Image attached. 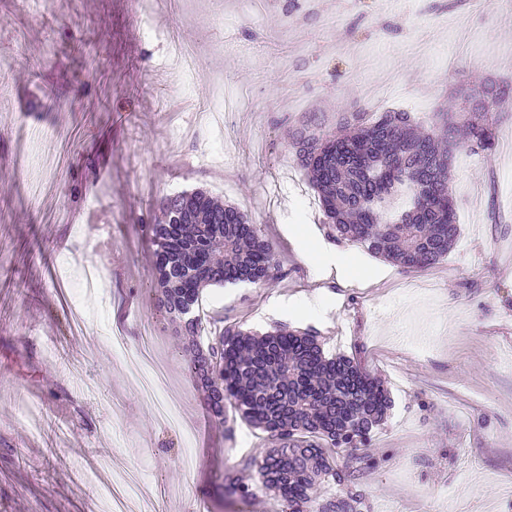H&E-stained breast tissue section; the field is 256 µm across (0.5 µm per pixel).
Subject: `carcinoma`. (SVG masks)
<instances>
[{"mask_svg":"<svg viewBox=\"0 0 512 512\" xmlns=\"http://www.w3.org/2000/svg\"><path fill=\"white\" fill-rule=\"evenodd\" d=\"M465 131L470 151L492 150L488 113L472 114ZM456 133L442 112L428 132L406 112L372 121L350 112L337 134L306 125L292 132L289 146L317 192L328 236L402 269L426 270L459 237L449 193ZM156 209L145 231L158 305L188 340L191 376L208 412L229 440L241 420L271 441L261 460L219 475L225 492L245 503L265 490L286 512H359V494L324 497L321 490L355 479L337 455L367 445L391 407L388 391L350 358L326 356L309 330L258 334L222 316L203 327L204 288L263 284L286 272L273 243L233 206L194 191L165 196Z\"/></svg>","mask_w":512,"mask_h":512,"instance_id":"cac0c4a2","label":"carcinoma"}]
</instances>
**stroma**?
I'll use <instances>...</instances> for the list:
<instances>
[{
	"mask_svg": "<svg viewBox=\"0 0 512 512\" xmlns=\"http://www.w3.org/2000/svg\"><path fill=\"white\" fill-rule=\"evenodd\" d=\"M0 0V512H112L134 478L155 512H279L218 475L261 457L224 439L157 309L142 227L163 195L203 190L274 242L286 277L206 287L202 316L260 333L313 329L392 407L354 462L361 512H512V0ZM193 54L175 68L170 41ZM424 49L413 51L414 41ZM507 88L485 104L479 88ZM234 103L223 122L199 106ZM492 116L491 153L456 154L460 228L448 258L407 272L325 232L289 147L307 121ZM302 225L294 237L290 225ZM337 248L343 267L303 248ZM104 274L81 292L87 261ZM319 294L318 309L300 307ZM179 427L144 402L129 359L144 336Z\"/></svg>",
	"mask_w": 512,
	"mask_h": 512,
	"instance_id": "35a3bbf8",
	"label": "stroma"
}]
</instances>
